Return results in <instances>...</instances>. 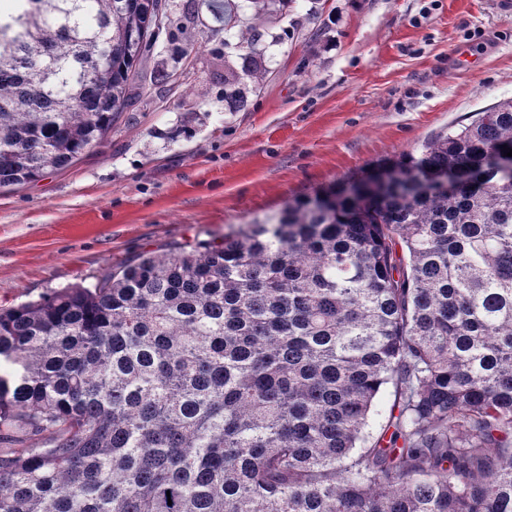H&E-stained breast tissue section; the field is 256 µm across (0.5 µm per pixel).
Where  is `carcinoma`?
I'll return each mask as SVG.
<instances>
[{
  "mask_svg": "<svg viewBox=\"0 0 512 512\" xmlns=\"http://www.w3.org/2000/svg\"><path fill=\"white\" fill-rule=\"evenodd\" d=\"M231 24L256 82L268 17ZM161 0L0 12V189L133 103ZM512 98L224 239L0 308V512H512ZM456 175L447 190L435 174ZM390 447H365L382 395Z\"/></svg>",
  "mask_w": 512,
  "mask_h": 512,
  "instance_id": "1",
  "label": "carcinoma"
}]
</instances>
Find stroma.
<instances>
[{
	"label": "stroma",
	"mask_w": 512,
	"mask_h": 512,
	"mask_svg": "<svg viewBox=\"0 0 512 512\" xmlns=\"http://www.w3.org/2000/svg\"><path fill=\"white\" fill-rule=\"evenodd\" d=\"M165 0L141 95L71 167L0 191V305L193 237L223 238L294 198L419 150L512 98V12L497 0H291L263 38L267 77L240 75L225 9Z\"/></svg>",
	"instance_id": "stroma-1"
}]
</instances>
